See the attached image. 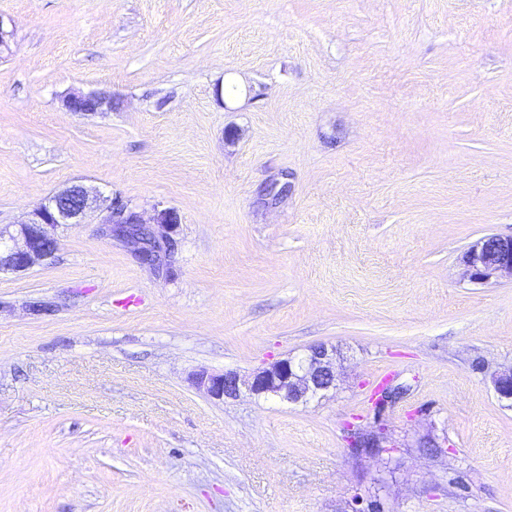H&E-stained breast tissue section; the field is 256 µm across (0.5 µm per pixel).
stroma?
Returning a JSON list of instances; mask_svg holds the SVG:
<instances>
[{
  "label": "stroma",
  "instance_id": "obj_1",
  "mask_svg": "<svg viewBox=\"0 0 512 512\" xmlns=\"http://www.w3.org/2000/svg\"><path fill=\"white\" fill-rule=\"evenodd\" d=\"M0 24V225L76 181L181 218L165 272L93 217L0 273V512H512V281L461 261L512 236V0H0ZM317 344L337 385L304 405L192 383ZM64 105L71 112L94 114L112 111L113 101L110 95L100 91H73L65 96Z\"/></svg>",
  "mask_w": 512,
  "mask_h": 512
}]
</instances>
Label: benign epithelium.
Returning a JSON list of instances; mask_svg holds the SVG:
<instances>
[{
  "label": "benign epithelium",
  "instance_id": "benign-epithelium-1",
  "mask_svg": "<svg viewBox=\"0 0 512 512\" xmlns=\"http://www.w3.org/2000/svg\"><path fill=\"white\" fill-rule=\"evenodd\" d=\"M71 112L94 114L112 110V96L100 91H73L64 98ZM103 193L82 184L67 185L35 208L28 220L0 226V272H25L37 264L52 260L58 250V229L65 224H83L100 207ZM142 216L116 196L106 206L101 221L109 235L140 244L139 256L150 254L151 265L166 270L174 250L172 233L180 223L176 210L163 207L155 210L150 234L141 237ZM471 280L485 283L492 279H512V236L488 235L471 245L462 256ZM333 354L322 344L311 347L301 356H289L253 372L248 377L227 370L213 374L206 371L193 376V382L212 398L237 397L245 388L254 395H272L288 402H307L323 397L336 389ZM493 387L500 399L512 401V370L493 378ZM352 448H379L380 435L356 433L350 436Z\"/></svg>",
  "mask_w": 512,
  "mask_h": 512
}]
</instances>
